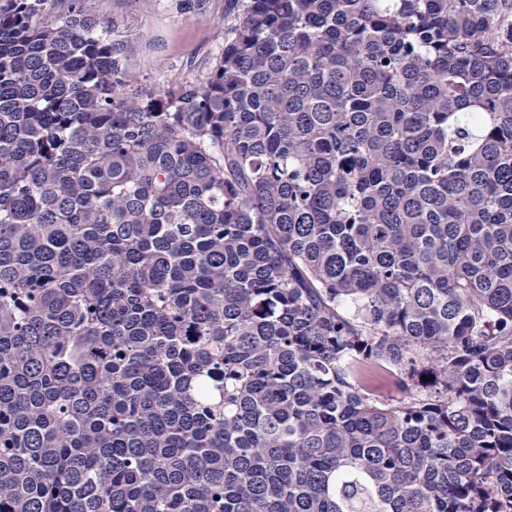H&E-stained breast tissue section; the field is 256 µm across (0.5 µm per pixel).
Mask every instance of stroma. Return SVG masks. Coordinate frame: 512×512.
Masks as SVG:
<instances>
[{"instance_id": "1", "label": "stroma", "mask_w": 512, "mask_h": 512, "mask_svg": "<svg viewBox=\"0 0 512 512\" xmlns=\"http://www.w3.org/2000/svg\"><path fill=\"white\" fill-rule=\"evenodd\" d=\"M131 35L129 61L143 86L163 92L212 67L224 42V0H91Z\"/></svg>"}]
</instances>
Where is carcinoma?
Masks as SVG:
<instances>
[{
  "label": "carcinoma",
  "instance_id": "cac0c4a2",
  "mask_svg": "<svg viewBox=\"0 0 512 512\" xmlns=\"http://www.w3.org/2000/svg\"><path fill=\"white\" fill-rule=\"evenodd\" d=\"M54 2L0 0V512H512V0H225L162 94Z\"/></svg>",
  "mask_w": 512,
  "mask_h": 512
}]
</instances>
